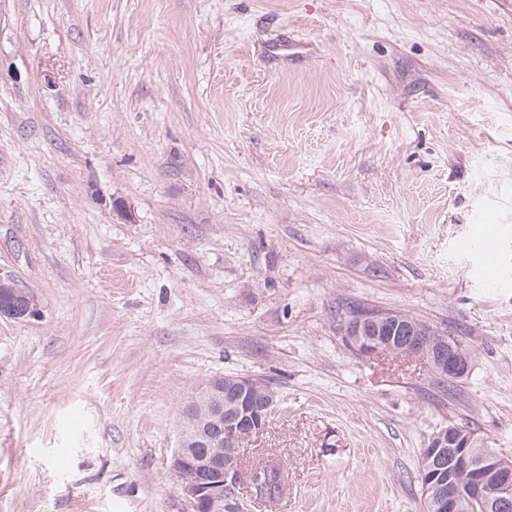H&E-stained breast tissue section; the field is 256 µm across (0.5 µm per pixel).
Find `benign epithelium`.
Here are the masks:
<instances>
[{
    "instance_id": "7a95c632",
    "label": "benign epithelium",
    "mask_w": 512,
    "mask_h": 512,
    "mask_svg": "<svg viewBox=\"0 0 512 512\" xmlns=\"http://www.w3.org/2000/svg\"><path fill=\"white\" fill-rule=\"evenodd\" d=\"M419 335L411 323L385 343L367 341L363 356L398 347L447 371L450 380L468 372L470 363L456 338L431 337L424 343ZM261 385L250 376L217 375L205 380L188 402L190 424L181 431L169 468L180 478L192 512H227L225 491L242 472L241 451L266 429L277 407L275 392ZM473 444V435L452 425L434 438L428 460L436 473L427 484L432 512H457L462 495L483 512H512V470L492 457L475 458Z\"/></svg>"
}]
</instances>
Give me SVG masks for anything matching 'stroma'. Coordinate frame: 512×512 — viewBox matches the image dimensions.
Here are the masks:
<instances>
[{
  "mask_svg": "<svg viewBox=\"0 0 512 512\" xmlns=\"http://www.w3.org/2000/svg\"><path fill=\"white\" fill-rule=\"evenodd\" d=\"M1 282L0 512H190L216 374L275 391L243 467L288 475L230 512H423L441 427L512 459V0H0ZM356 308L469 374L358 355ZM386 313L392 315L393 318H398L404 322L411 321L412 323H408L409 327H405L401 334L395 336L397 327L399 325V323L396 322L395 328L392 331V335L390 336V340L388 342L380 343V341L377 338H375L373 340L367 341L364 344V342L367 339L373 337V335L367 331L368 326L366 324H374V327L376 329L375 336H378V332L381 325L385 324L386 321L382 319V317L384 316H360L358 317V322L353 325V329H356V334L355 332H352L349 328H347L346 330V340L354 350L358 352L364 345L363 356L370 357L379 352L385 351L386 347L392 349L398 345V349L409 350L410 354L422 356L423 358L428 360L429 364L435 365L432 367L440 376L443 374V372L439 371V369L447 371V373L449 374H447L448 381L457 379L460 377V375H465L468 372L470 368V363L468 359H466L461 354V351L464 354H469L470 356L471 353L460 341L459 343L462 345V348L461 350L457 348L456 338L452 336H441L442 334L437 329L430 326L426 322H423L412 316L394 312ZM413 323L429 331L430 336L440 337H431L428 339L426 338L427 342L423 343V341H421L420 339L422 335H420L418 328ZM404 336L408 337L407 341L405 340ZM441 377L444 378V375H442ZM248 481L257 495L277 499L285 487V473L278 463H264L250 472Z\"/></svg>",
  "mask_w": 512,
  "mask_h": 512,
  "instance_id": "stroma-1",
  "label": "stroma"
}]
</instances>
